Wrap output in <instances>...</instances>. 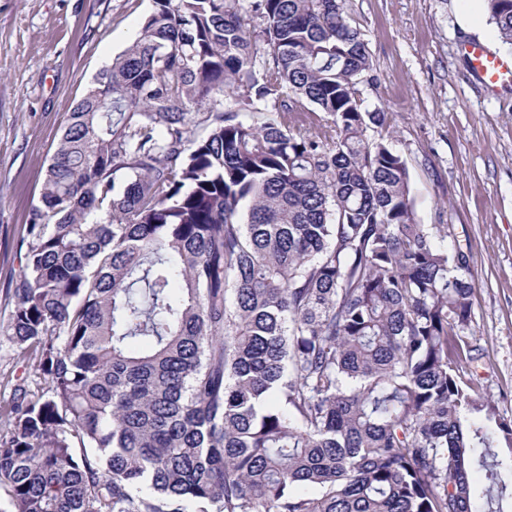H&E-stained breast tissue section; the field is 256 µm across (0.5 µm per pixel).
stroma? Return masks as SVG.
I'll return each mask as SVG.
<instances>
[{
  "instance_id": "1",
  "label": "stroma",
  "mask_w": 512,
  "mask_h": 512,
  "mask_svg": "<svg viewBox=\"0 0 512 512\" xmlns=\"http://www.w3.org/2000/svg\"><path fill=\"white\" fill-rule=\"evenodd\" d=\"M373 70L362 107L388 114L410 171L420 223L447 225L471 248L476 288L473 381L512 419V93L490 95L462 46L497 55L487 14L464 24L466 0H348ZM153 0H0V320L43 173L67 119L96 76L137 38Z\"/></svg>"
}]
</instances>
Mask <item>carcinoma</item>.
I'll return each mask as SVG.
<instances>
[{
    "mask_svg": "<svg viewBox=\"0 0 512 512\" xmlns=\"http://www.w3.org/2000/svg\"><path fill=\"white\" fill-rule=\"evenodd\" d=\"M153 2L25 225L0 336L46 387L0 409L8 512H504L469 250L366 135L347 0H254L257 32L244 0Z\"/></svg>",
    "mask_w": 512,
    "mask_h": 512,
    "instance_id": "obj_1",
    "label": "carcinoma"
}]
</instances>
